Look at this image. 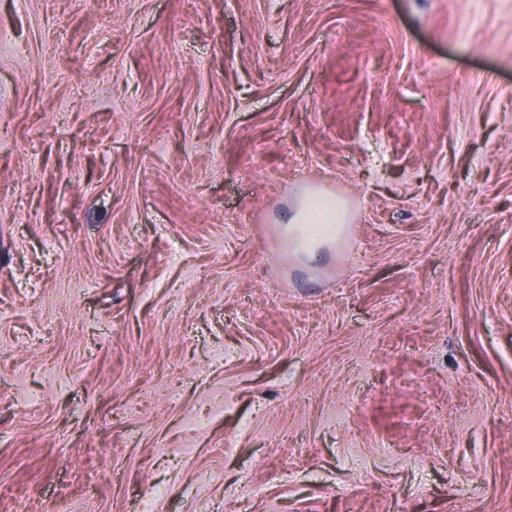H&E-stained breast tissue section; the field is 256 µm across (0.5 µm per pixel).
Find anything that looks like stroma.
Listing matches in <instances>:
<instances>
[{
    "label": "stroma",
    "instance_id": "stroma-1",
    "mask_svg": "<svg viewBox=\"0 0 512 512\" xmlns=\"http://www.w3.org/2000/svg\"><path fill=\"white\" fill-rule=\"evenodd\" d=\"M0 512H512V0H0ZM318 200L329 203L321 204ZM348 217V208L344 200L309 187H301L297 194L296 207L289 221V224L296 225L295 229L289 233L290 246L296 251L308 252L315 245L317 238L313 230L322 231L324 234L337 233L339 225L346 224Z\"/></svg>",
    "mask_w": 512,
    "mask_h": 512
}]
</instances>
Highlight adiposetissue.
Masks as SVG:
<instances>
[{
  "mask_svg": "<svg viewBox=\"0 0 512 512\" xmlns=\"http://www.w3.org/2000/svg\"><path fill=\"white\" fill-rule=\"evenodd\" d=\"M348 217L345 201L324 198L322 192L309 187L300 188L290 218L294 226L289 238L291 247L299 252L309 251L315 243V231L336 233L339 225L347 223Z\"/></svg>",
  "mask_w": 512,
  "mask_h": 512,
  "instance_id": "obj_1",
  "label": "adipose tissue"
}]
</instances>
